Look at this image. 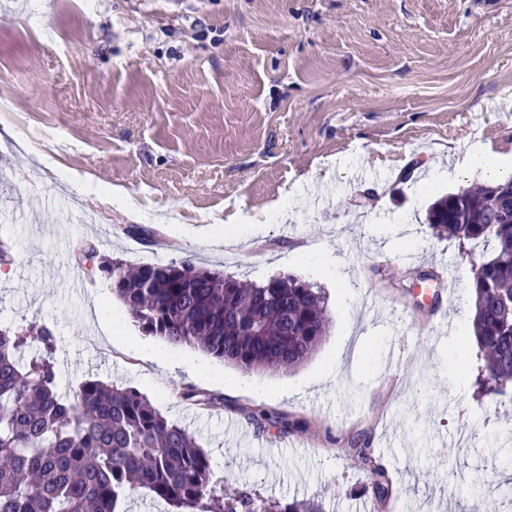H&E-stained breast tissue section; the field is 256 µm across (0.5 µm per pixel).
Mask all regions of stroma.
<instances>
[{
    "instance_id": "obj_1",
    "label": "stroma",
    "mask_w": 512,
    "mask_h": 512,
    "mask_svg": "<svg viewBox=\"0 0 512 512\" xmlns=\"http://www.w3.org/2000/svg\"><path fill=\"white\" fill-rule=\"evenodd\" d=\"M0 95V325L53 331L61 395L89 378L135 387L197 437L228 491L327 512H503L512 388L478 392L472 329L492 247L437 239L425 218L468 185L436 179L445 145H481L512 175V0H0ZM81 242L131 264L297 276L325 291L330 331L297 371L265 374L267 394L221 363L198 376L200 350L147 338L75 264ZM305 250L343 264L351 305ZM411 268L453 278L387 286ZM146 341L175 373L138 352ZM190 386L220 404H189ZM247 408L303 427L256 433ZM355 431L388 471L384 502L345 443Z\"/></svg>"
}]
</instances>
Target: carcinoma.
Returning a JSON list of instances; mask_svg holds the SVG:
<instances>
[{
	"mask_svg": "<svg viewBox=\"0 0 512 512\" xmlns=\"http://www.w3.org/2000/svg\"><path fill=\"white\" fill-rule=\"evenodd\" d=\"M427 226L460 246L495 244L474 274L473 328L482 360L476 385L498 393L512 384V212L497 209L488 185L474 184L436 199ZM75 262L112 281V295L144 334L172 347L197 346L243 373L298 369L330 328L322 290L293 275L244 283L190 258L133 266L92 246ZM34 343L43 352L27 361L23 352ZM54 344L47 327H0V512H116L136 489L163 499L168 512H325L314 498L283 503L248 490L224 495L195 436L133 387L88 379L63 398ZM181 397L215 403L194 387ZM245 417L258 433L301 428L259 409ZM350 446L384 501L391 484L370 441L352 439Z\"/></svg>",
	"mask_w": 512,
	"mask_h": 512,
	"instance_id": "carcinoma-1",
	"label": "carcinoma"
}]
</instances>
